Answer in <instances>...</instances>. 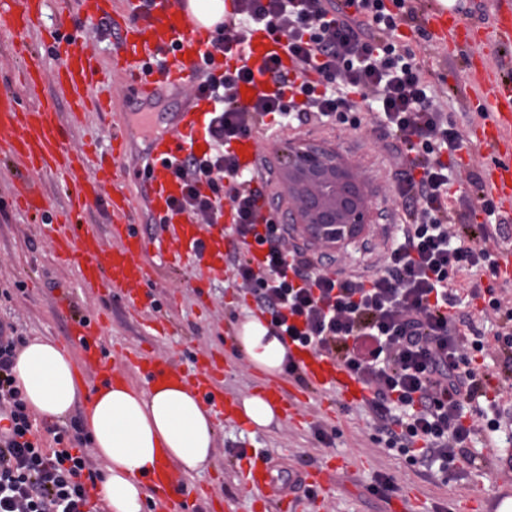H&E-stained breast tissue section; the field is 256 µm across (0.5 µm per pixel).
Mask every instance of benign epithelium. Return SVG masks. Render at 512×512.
Instances as JSON below:
<instances>
[{
	"label": "benign epithelium",
	"mask_w": 512,
	"mask_h": 512,
	"mask_svg": "<svg viewBox=\"0 0 512 512\" xmlns=\"http://www.w3.org/2000/svg\"><path fill=\"white\" fill-rule=\"evenodd\" d=\"M272 150L292 222L326 247L355 240L370 223L372 197L354 165L336 149L314 144L288 142Z\"/></svg>",
	"instance_id": "benign-epithelium-1"
}]
</instances>
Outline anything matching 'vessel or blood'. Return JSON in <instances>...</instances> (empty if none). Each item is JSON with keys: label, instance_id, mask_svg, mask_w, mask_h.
<instances>
[{"label": "vessel or blood", "instance_id": "1", "mask_svg": "<svg viewBox=\"0 0 512 512\" xmlns=\"http://www.w3.org/2000/svg\"><path fill=\"white\" fill-rule=\"evenodd\" d=\"M187 0H80L79 7L86 19L96 22L113 19L123 32L116 52L115 68L123 78L126 99L148 102L176 88L185 93L186 105L170 113L165 128L150 143L151 170L140 184L147 198L155 223L164 225L167 235L160 243L169 266L194 262L200 276H220L224 273V227L203 230L183 213L172 210L169 201L178 194V185L171 175L170 165L204 145L200 133L204 114L189 90L198 81L205 62L203 53L210 37L207 29L189 14ZM42 0H0V14H6L14 32L29 35L36 26ZM426 26L436 34L440 46L448 42H491L505 47L512 45V5L498 6L491 30L479 32L462 24L456 16L430 9L425 15ZM168 51L172 57L165 65L155 63L158 53ZM281 42L264 31L254 32L249 43L248 63L259 67L272 55H283ZM103 70L91 58L80 53L69 54L56 75L58 96L39 100L31 109L18 108L15 94L0 92V138L10 152L25 166H38L40 171L56 175L67 193L71 212L84 215L90 206L105 201L112 214L111 231L120 240L116 249L105 248L94 227L87 223L63 224L56 230L57 254L65 256L79 271L85 287L102 289L122 295L129 307L142 302L135 287L151 282L157 275L142 256L148 244L133 215L136 202L126 191V170L122 163L125 142L136 126L116 124L112 127V164H98L89 171L85 159L63 152L60 145L61 125L57 112L58 97H66L72 111L86 108L98 84L103 83ZM475 86L473 108L488 113L489 118L477 125L479 140L490 147L496 159L484 178V186L496 206L505 212L512 210V78L507 77L488 61L471 67ZM113 184L112 195H105L106 184ZM92 323L79 324L74 340L84 355L83 366H96L97 378L106 382L114 372L109 367L103 349L92 339ZM288 354L296 363L305 384L316 390H336L348 399L364 397L362 383L335 358L316 353L310 348L289 344ZM135 369L140 377L151 382L179 379L178 369L165 360L137 357ZM223 367L215 358L204 361L195 386L211 411L224 407L214 395V383L222 376ZM252 484L260 491L263 503L279 505L287 512L291 500L271 475L266 461L254 463L248 473ZM158 495L173 500L182 489V478L173 470L159 475L155 483Z\"/></svg>", "mask_w": 512, "mask_h": 512}]
</instances>
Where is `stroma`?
Here are the masks:
<instances>
[{
	"label": "stroma",
	"mask_w": 512,
	"mask_h": 512,
	"mask_svg": "<svg viewBox=\"0 0 512 512\" xmlns=\"http://www.w3.org/2000/svg\"><path fill=\"white\" fill-rule=\"evenodd\" d=\"M494 0H405V9L423 16L431 8L445 7L469 23H489ZM72 35L70 48L79 50L110 68L116 53V39L99 31L96 24L84 20L75 0H47L38 27L26 43L14 41L8 28L0 24V90L13 91L22 108L33 105L24 81V62L29 54L44 58L43 91L54 90V74L61 66L68 46L56 43L57 31ZM406 42L423 60L426 77L434 85L448 118L467 136L461 152L463 178L455 189L476 197V188L467 172L483 173L491 161L487 148L470 139L472 125L479 119L474 112L468 79L473 47L439 50L433 34H418L413 27L402 26ZM65 123L64 148L70 153L95 151L108 154L111 119L93 113L72 115L61 105ZM280 138L291 142L317 143L336 148L364 175L373 197L374 212L397 211L396 196L389 174L388 156L380 132L363 124L359 130L344 125H306L285 127ZM37 181L47 199L41 215H34L21 204L17 194L20 183ZM70 219L63 190L51 177L25 170L8 153L0 152V289H9V297L0 296V321L17 326L25 340L50 341L73 357L81 349L72 345L69 332L78 317L103 316L104 328L93 335L106 352L143 354L150 358L171 359L179 369L193 373L204 356H215L224 367L217 393L225 400H239L261 393L268 375L255 369L237 348L232 332L244 316L256 312L251 295L233 284L234 270L225 267L222 276L198 279L194 266L168 272L152 286L155 305L141 312L130 309L123 298L85 288L77 271L54 252L51 227ZM293 242L308 245L312 252L332 258L336 266L372 263L381 256L383 225L375 220L365 225L361 238L372 246L364 254L360 243L326 248L308 240L299 227H292ZM217 442L211 464L184 479L185 498L195 512H212L224 499H233L236 512H262L258 495L246 484L236 464L239 452L264 453L272 463V475L286 484L300 473L321 469L324 487L312 495L308 487L293 493V512H465L463 505L472 496L488 499L493 512H507L511 505L498 502V489L512 483V465L501 463V456L512 454V440L500 437L492 442L479 441L469 447L476 466H458L441 475L414 465L398 452L379 442L378 434L363 402H345L333 392H310L301 396L287 414L270 427L259 430L237 415L216 419ZM330 436L320 442L315 428ZM392 477L395 490L388 499H380L370 488L378 476Z\"/></svg>",
	"instance_id": "1"
}]
</instances>
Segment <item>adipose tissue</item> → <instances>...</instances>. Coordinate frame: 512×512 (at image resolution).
Listing matches in <instances>:
<instances>
[{
  "instance_id": "adipose-tissue-1",
  "label": "adipose tissue",
  "mask_w": 512,
  "mask_h": 512,
  "mask_svg": "<svg viewBox=\"0 0 512 512\" xmlns=\"http://www.w3.org/2000/svg\"><path fill=\"white\" fill-rule=\"evenodd\" d=\"M235 342L257 370L270 376L282 372L288 348L271 336L264 320L246 316ZM75 367L72 355L52 342H28L14 368L27 405L52 420L66 417L80 397ZM89 398L83 431L107 463L100 492L111 512H142V500L163 467L188 475L211 462L215 424L188 385L170 380L141 390L108 383L90 391Z\"/></svg>"
}]
</instances>
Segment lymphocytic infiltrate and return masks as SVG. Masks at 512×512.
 Segmentation results:
<instances>
[{
  "mask_svg": "<svg viewBox=\"0 0 512 512\" xmlns=\"http://www.w3.org/2000/svg\"><path fill=\"white\" fill-rule=\"evenodd\" d=\"M413 13H394L384 0H234L216 28L207 60L247 50L255 31L284 37L293 69L270 56L261 67L275 90L250 103L238 100L252 82L244 65L205 69L196 90L215 104L205 124L202 155L187 154L174 168L181 185L175 204L201 224L231 212L227 261L271 333L336 357L373 395L367 405L388 449L423 467L447 471L472 436L498 431L502 415L487 398L491 375L485 339L462 311L483 301L503 317L497 334L504 372L512 371V309L494 287L471 282L466 298L450 283L463 272L497 275L489 242L512 235L486 194H452L449 159L465 141L435 105L413 50L399 42ZM373 101L377 130L397 161L395 194L404 222L382 263L359 270L332 268L307 246L288 245L287 225L266 203L272 168L265 156L241 167L233 141L261 132L265 116L297 125H362L361 104ZM265 251L261 263L250 244ZM23 343L15 325L0 322V512H84L86 482L100 479L86 449L71 450L62 433L44 447L14 372Z\"/></svg>",
  "mask_w": 512,
  "mask_h": 512,
  "instance_id": "1",
  "label": "lymphocytic infiltrate"
}]
</instances>
